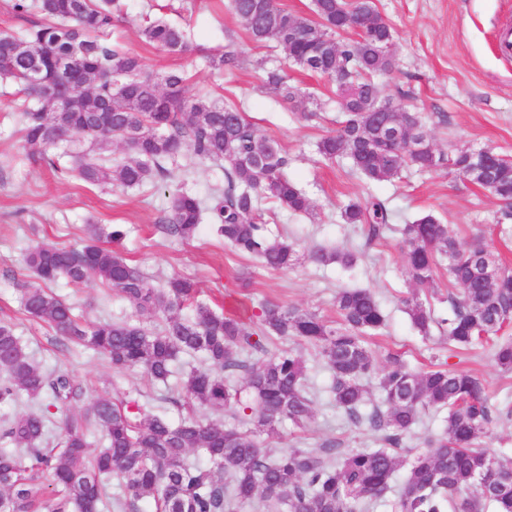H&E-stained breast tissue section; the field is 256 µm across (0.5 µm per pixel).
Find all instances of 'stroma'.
<instances>
[{"label": "stroma", "mask_w": 512, "mask_h": 512, "mask_svg": "<svg viewBox=\"0 0 512 512\" xmlns=\"http://www.w3.org/2000/svg\"><path fill=\"white\" fill-rule=\"evenodd\" d=\"M373 6L394 30L391 51L397 62L394 74L378 75L376 81L387 99L422 114L437 154L449 158L489 146L512 157V62L495 50L498 28L512 22V0H373ZM146 13L183 28L188 50L171 54L146 44L137 28ZM113 36L138 55L148 71H184L189 77L188 97L207 91L244 101L261 134L276 139L287 152L288 174L311 199L314 210L312 215L296 216L273 202L263 204L269 232L288 235L300 253L298 263L286 270L262 268L207 226L190 241L171 236L162 229L170 191L185 183L199 196H208L223 186V167L209 162L190 165L181 159L169 164L162 181L129 189L86 185L69 174L72 158H61L55 170L25 158L13 88L1 81L0 320L14 324L34 361L49 370L69 371L83 383L86 394L75 412H86L103 395L139 391L150 395L155 409L171 419L182 414L180 406L166 401L163 386L139 374L112 370L93 351L63 345L49 325L29 317L20 304L16 283L26 274L27 249L41 241L79 244L89 224L122 225L126 236L121 250L155 286L176 274L194 278L199 300L218 312L237 313L240 301L253 296L300 306L333 321L339 289H369L386 316L384 327L368 340L374 352L397 353L417 370L439 364L475 371L485 380L492 404L512 405V375L499 372L489 351L452 350L441 329L432 328L425 337L413 326L403 304L409 287L398 230L368 246L361 230L341 218L349 201L374 195L386 202L397 227L431 213L454 225L464 239L482 233L491 250L512 262V237L499 233L504 210L500 201L444 165L430 171L412 167L401 179L368 183L350 176L345 161L325 160L318 144L341 117L335 85L293 66L276 44L252 41L230 10L229 0H123ZM228 44L238 51L240 66L221 73L207 68L205 55L221 52ZM262 60L282 69L290 87L312 96V119L298 118L293 102L268 93L258 67ZM318 245L355 248L356 266L345 271L309 263L307 254ZM52 290L87 324L135 317L96 280L74 284L62 278ZM303 356L316 390L314 415L304 428L288 426L282 436L268 438L267 446L279 449L297 441L315 451L325 441L336 440L346 448L379 447L377 435L350 423L324 392L328 373L314 350L304 347Z\"/></svg>", "instance_id": "obj_1"}]
</instances>
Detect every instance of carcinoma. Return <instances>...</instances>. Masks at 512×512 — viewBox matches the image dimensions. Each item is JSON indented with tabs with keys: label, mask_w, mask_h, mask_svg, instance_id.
Listing matches in <instances>:
<instances>
[{
	"label": "carcinoma",
	"mask_w": 512,
	"mask_h": 512,
	"mask_svg": "<svg viewBox=\"0 0 512 512\" xmlns=\"http://www.w3.org/2000/svg\"><path fill=\"white\" fill-rule=\"evenodd\" d=\"M341 0H314V18L294 14L275 0H230V10L256 42L283 48L288 61L336 85L344 119L318 143L327 160L346 161L348 171L366 182L393 181L403 169H434L448 164L472 184L499 199L512 197V160L486 147L494 163L472 170L466 151L444 160L436 155L417 112L392 116L399 138L380 129L382 115L368 111L388 103L374 81L394 72L391 26L371 0H355L351 11ZM118 0H14L19 14L33 10L41 21L22 32H0V78L24 94L22 149L43 158L73 136L90 135L98 149L121 142L127 157L95 161L77 158L74 176L89 186L138 187L166 176L167 164L185 153L200 162L224 165V187L209 201L182 186L169 196L167 231L195 238L208 220L224 243L256 258L272 270L298 260L297 245L265 228L262 201L273 200L293 214H307L312 202L286 174L288 157L273 139L247 119L240 101L190 98L186 77L172 70L154 75L139 58L108 42ZM369 17L357 30L345 17ZM352 31L351 43L336 34ZM145 42L170 53H183L182 29L162 20L145 21ZM45 79L72 90L73 110L64 112L26 80L35 62ZM207 66L222 71L239 66L238 52L205 56ZM266 90L293 99L277 68L264 69ZM344 223L359 226L367 241L383 238L393 216L383 201L370 196L343 209ZM405 270L416 288H428L439 269L458 292L448 295V317L435 320L417 292L405 299L411 321L422 335L437 324L448 344L458 349L488 345L505 374L512 373V340L498 334L512 324V267L479 242L465 243L452 225L426 214L400 229ZM125 233L87 226L79 248L42 242L31 247L25 264L35 279L21 289L23 310L68 341L103 355L118 371L139 370L151 382L166 385L179 378L172 402L186 415L174 422L120 392L96 399L83 414L71 413L83 387L65 371H50L25 352L14 325L0 321V404L21 397L46 399L62 411L60 430L48 437L44 411L16 414L0 425V512H104L105 481L124 487L128 499L112 507L131 512L145 502L151 512H248L260 502L264 512H368L384 501L388 512H512V483L498 472L512 460L491 453L484 443L496 421L512 419V407L489 402L485 380L471 370L433 367L415 371L397 354H387L382 369L364 341V333L385 325L379 301L369 289L344 288L336 295L339 322L295 305L262 303L260 328L236 315L219 314L198 300L195 282L171 276L155 287L118 248ZM112 243L105 247L102 240ZM310 263L354 267L352 251L314 248ZM73 283L98 279L138 315L162 314L152 332L131 321H107L85 327L73 307L49 289L60 278ZM312 345L330 372L327 392L336 408L355 426L379 435L384 448H343L327 441L317 451L298 446L272 450L263 436L289 423L304 427L313 414L301 354L290 348L270 353L271 336ZM201 354L207 366L178 373L183 354ZM378 376L379 400L367 382ZM222 410L232 422L209 421L196 409ZM445 411L443 427L424 439L409 460L399 454L428 410ZM100 433L103 448L92 450ZM203 452L209 466L189 461ZM406 468L396 496L389 499L396 473Z\"/></svg>",
	"instance_id": "cac0c4a2"
}]
</instances>
